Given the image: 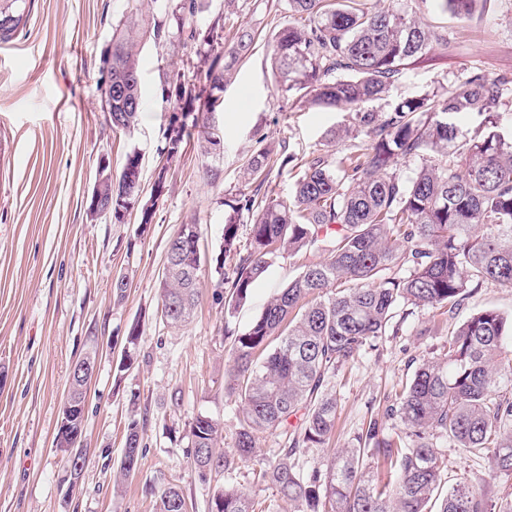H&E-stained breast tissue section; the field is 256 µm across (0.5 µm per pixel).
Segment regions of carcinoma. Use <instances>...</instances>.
<instances>
[{
	"label": "carcinoma",
	"mask_w": 512,
	"mask_h": 512,
	"mask_svg": "<svg viewBox=\"0 0 512 512\" xmlns=\"http://www.w3.org/2000/svg\"><path fill=\"white\" fill-rule=\"evenodd\" d=\"M483 0H288L292 23L273 44L279 86L310 102L351 113L342 136L353 140L331 165L322 156L304 163L293 195L256 203L241 195L230 204L251 214L252 243L237 252L238 227L224 224V252H236L227 287L225 316L247 299L278 253L320 250L328 255L304 265L242 333L233 337V367L225 392L242 404L243 419L231 453L219 446L220 423L199 415L190 423L188 455L205 480L256 457L261 436L282 430L284 443L273 450L258 479L273 486L296 512H512V498H491L461 482L443 490L448 467L436 452L437 440L489 460L495 477L512 479V317L481 309L461 324L454 316L465 300L487 284L512 288V137L498 131L502 114L512 111L506 93L512 78L472 72L398 102L389 112H363L361 104L380 98L410 61L448 41L418 16L423 8L471 17ZM198 0H180L176 27L129 16L112 32L101 60L102 79L112 80V128L129 131L142 112V74L136 47L143 40L164 44L184 33L185 18L196 15ZM27 0H0V43L26 27ZM189 37L207 49L206 80L224 84L233 65L225 57L246 55L251 34L224 49V27L190 28ZM164 93L183 109L192 108L194 127L209 126L216 100H201L180 71L169 76ZM484 117L479 134L459 135L457 116ZM190 138L187 124L168 130L161 156L181 155ZM273 150L264 146L250 158L249 174L260 177ZM401 160L418 162L403 177ZM161 166L150 196H143L141 154L127 153L112 187V223L131 209L150 224L166 188ZM199 232L181 225L168 242V272L160 288V317L180 327L192 316L201 275ZM448 315L444 353L424 360L403 386L386 417L400 423L386 435L383 421L371 419L356 438L327 463L307 469L297 455L323 448L336 431V372L354 363L382 337L397 334L393 324L407 307ZM299 423H291L292 418ZM140 421L126 427L125 455L113 483L126 480L143 457ZM387 471L379 483L375 471ZM156 512H188L175 484L165 485ZM209 512H274V504L246 488L215 487Z\"/></svg>",
	"instance_id": "obj_1"
}]
</instances>
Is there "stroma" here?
<instances>
[{"label":"stroma","mask_w":512,"mask_h":512,"mask_svg":"<svg viewBox=\"0 0 512 512\" xmlns=\"http://www.w3.org/2000/svg\"><path fill=\"white\" fill-rule=\"evenodd\" d=\"M179 0H28L29 22L0 44V512H154L151 488L178 485L193 512H208L214 481L201 480L185 457L186 430L197 415L221 422L224 450H232L242 407L224 393L232 362L228 334L244 332L296 276L311 254H281L255 281L232 318L224 316V271L216 265L231 200L254 194L245 174L261 142L286 145L296 158L328 161L347 144L330 138L348 115L278 90L272 37L289 22L285 0H207L198 25L224 23V42L254 33L248 55L224 84L214 115L220 139L208 148L194 136L167 166L164 194L153 223L139 209L124 223L92 219L87 197L100 157L120 175L126 154L139 150L143 186L151 188L176 111L162 93L171 70L208 94L197 43L181 36L164 45H138L143 111L135 129H112L105 111L101 58L115 25L132 14L166 20ZM444 27L448 44L408 65L383 99L367 103L386 112L411 97L473 72L512 74V0H487L466 19L422 12ZM197 225L202 258L198 303L180 328L160 318L159 283L169 239L180 225ZM126 277L123 300L113 282ZM139 323L136 360L118 365L126 331ZM448 335L445 315L415 310L398 335L380 339L336 376V432L328 448L301 456L325 462L354 444L371 415L384 412L421 359L439 356ZM99 343L97 370L86 390L84 442L91 448L78 489H70L66 462L55 447L72 364ZM144 422V457L121 491L113 489L130 414ZM442 479L483 483L495 496L512 493V480L459 448H441Z\"/></svg>","instance_id":"35a3bbf8"}]
</instances>
